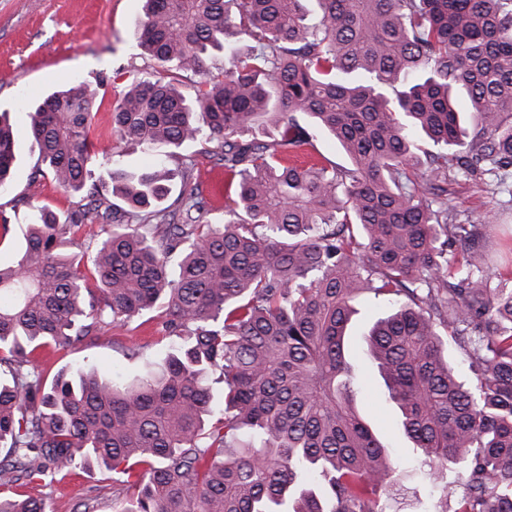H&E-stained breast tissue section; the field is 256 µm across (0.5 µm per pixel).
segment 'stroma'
Wrapping results in <instances>:
<instances>
[{
  "instance_id": "obj_1",
  "label": "stroma",
  "mask_w": 512,
  "mask_h": 512,
  "mask_svg": "<svg viewBox=\"0 0 512 512\" xmlns=\"http://www.w3.org/2000/svg\"><path fill=\"white\" fill-rule=\"evenodd\" d=\"M141 7V0H0V107L10 112L19 153L11 186L0 193V215H5L9 224L7 233L0 236L1 263L12 262L24 246L25 231L37 210L46 208L64 219L80 201L79 196L58 188L48 175L40 193H31V177L41 163L23 102L80 79L99 91L101 105L94 128L110 130L114 104L150 69V61L141 56L134 37ZM183 152L193 157V175L213 198L210 221H223L225 206L234 196L226 187L223 168L216 165L207 144L194 143ZM448 205L459 218L474 220L490 210L493 200L484 181L461 178L448 184ZM356 307L347 354L359 367L357 407L388 447L398 472L403 473L417 468L419 453L400 429L399 410L362 352L364 335L387 305L365 296ZM157 322L156 311H146L125 325L86 337L69 353L38 351L37 360L49 377L89 359L114 377L129 380L141 373L147 361L161 359L168 350ZM135 344L142 350L133 356L128 349ZM112 476V471L104 468L77 470L61 482L35 487L34 493L43 499L45 512H74L78 492L92 499L97 512H112Z\"/></svg>"
}]
</instances>
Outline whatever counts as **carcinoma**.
<instances>
[{
  "label": "carcinoma",
  "mask_w": 512,
  "mask_h": 512,
  "mask_svg": "<svg viewBox=\"0 0 512 512\" xmlns=\"http://www.w3.org/2000/svg\"><path fill=\"white\" fill-rule=\"evenodd\" d=\"M142 2L154 67L117 101L112 135L153 166L128 174L89 140L85 83L28 104L42 162L87 203L64 223L40 209L0 264V512H45L19 483L123 461L113 512H387L398 479L344 352L365 292L390 307L365 342L437 512L450 472L455 512H512V271L494 269L484 221L448 208L452 176L512 195V0H316L313 23L308 0ZM183 71L206 77L193 98L161 77ZM299 115L348 166L290 160L310 144ZM203 140L235 180L222 223L189 163L168 168ZM16 161L3 110L0 190ZM109 192L122 205L94 251L65 250ZM154 309L170 349L139 376L85 364L46 384L37 349ZM444 330L473 380L445 359Z\"/></svg>",
  "instance_id": "obj_1"
}]
</instances>
